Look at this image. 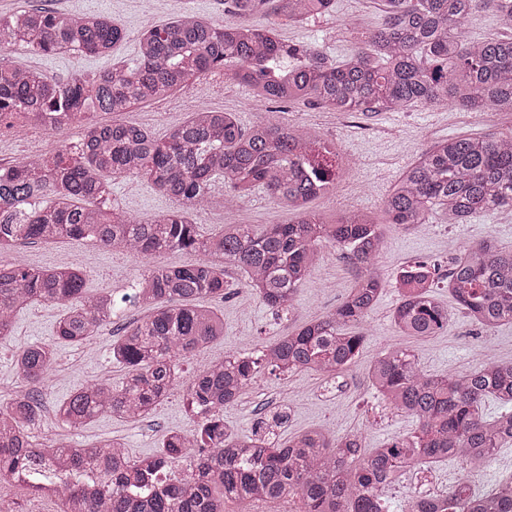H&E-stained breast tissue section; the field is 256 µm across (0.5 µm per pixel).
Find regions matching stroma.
I'll list each match as a JSON object with an SVG mask.
<instances>
[{
    "mask_svg": "<svg viewBox=\"0 0 512 512\" xmlns=\"http://www.w3.org/2000/svg\"><path fill=\"white\" fill-rule=\"evenodd\" d=\"M21 9L95 12L111 17L125 28L126 39L105 55L68 52L43 56L21 50L4 55L6 62L66 78L86 76L120 61L134 64L135 37L146 22L159 24L187 10L220 19L224 16V0H0V15ZM383 17L380 0H336L331 15L306 24L265 15L256 16L254 23L275 29L284 40L316 41L328 55L342 59L359 49L360 32L379 26ZM186 95L201 107L236 113L246 126L259 117L258 111L251 107L247 89L236 82H225L223 71L218 70L201 77L187 93H174L167 101L152 102L118 114L98 111L92 113L91 119L99 124L134 123L162 138L184 120L181 99ZM280 118L316 124L326 138L336 142L343 155L355 162L354 167L340 173L335 192L311 204L312 210L330 221L349 209L379 210L382 199L403 170L436 142L455 135L493 138L512 130V114L468 112L452 107L417 106L402 112H332L309 102H299L284 107ZM112 202L142 220L174 205L173 200L136 177L113 180ZM291 219L290 213L263 192L240 202L236 211L228 212L217 205L196 217L207 232L233 222L285 224ZM488 236L494 237L500 247L511 249L512 213H481L465 224H418L407 230L386 225L384 249L376 268L388 285L364 324L366 339L354 363L332 382L310 371L285 376L262 374L235 405L225 408V427L243 435L249 432L257 417L285 408L290 412L282 431L286 437L313 426H324L337 436L360 433L364 448L371 449L382 447L395 437L413 434L417 428L415 421L390 411L373 393L367 378L371 361L394 343L409 346L422 369L430 374H462L487 358L512 361V324L486 332L464 313L456 311V302L443 284L436 289L435 296L455 310L447 328L425 338L399 336L391 323L392 311L400 299L395 286L398 274L404 266L425 261L435 265L437 274L444 280L460 247ZM23 252L27 264L34 267L81 260L87 291L91 294L109 292L121 296L129 291L137 274V263L132 257L102 250L86 240L29 244ZM354 275L341 251L326 250L295 298L293 319L277 320L245 287L241 273L229 270V286L223 296L203 300L205 306L223 316L224 336L183 362L185 377H192L228 353L258 355L269 341L325 315L341 302ZM66 310V305L61 303L32 304L18 314L12 336L0 339V403L22 389L14 374V355L29 344L51 341L54 326ZM143 316L142 310L130 306L118 309L111 324L99 335L77 346L59 348L54 370L38 393L41 426L33 432L35 439L63 435L64 429L56 419V407L86 378L104 377L112 386L121 385L125 369L113 360L111 345L128 325ZM195 421L187 408L184 390L177 389L137 421L127 422L102 414L74 431L73 436L83 446L104 439L120 440L129 455L138 458L158 453L167 433L193 428Z\"/></svg>",
    "mask_w": 512,
    "mask_h": 512,
    "instance_id": "1",
    "label": "stroma"
}]
</instances>
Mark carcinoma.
<instances>
[{"mask_svg": "<svg viewBox=\"0 0 512 512\" xmlns=\"http://www.w3.org/2000/svg\"><path fill=\"white\" fill-rule=\"evenodd\" d=\"M335 0H224L232 23L193 13L136 36L138 62L114 64L90 77L61 80L0 63V118L11 127L36 123L47 113L79 129V141L60 139L54 154L24 157L0 174V255L26 243L90 240L139 261L132 293L121 301L147 312L112 343V359L126 366L118 387L106 380L80 385L58 408L57 419L77 430L107 413L135 420L171 391L185 389L198 421L191 433L169 432L163 449L135 460L121 443L102 440L77 448L68 439L37 441L34 397L57 360L58 342L76 345L112 323V293L89 295L78 263L32 268L0 260V338L12 335L16 315L36 302L67 306L55 341L18 352L16 376L28 387L0 405V483L57 501L58 512H229L231 504L275 505L296 497L301 512H388L380 484L450 457L465 467L492 465L512 444V361L462 375H430L414 352L390 346L369 365L372 388L396 412L418 423L369 453L356 434L340 438L322 427L285 443L280 430L289 414L256 419L244 435L227 431L224 409L267 370L286 375L312 370L334 381L362 345L357 331L386 281L373 260L383 248L382 225L465 224L486 211H512V131L496 139L451 137L409 165L383 199L380 213L349 210L327 223L309 204L333 192L343 159L336 143L317 131L263 117L243 127L231 112L194 109L163 139L133 123L97 125L88 110L120 113L187 87L218 67L247 84L253 101H307L335 112L403 111L415 105H450L470 112L512 113V0H383L381 25L367 32L365 47L336 61L318 46L279 40L252 23L258 14L300 22L332 13ZM490 12L499 28L470 41L462 26ZM126 38L112 19L37 9L0 16V49L43 55L108 53ZM142 178L178 206L147 221L109 206L112 178ZM263 189L294 215L288 224H226L206 234L189 213L207 209L223 192L231 206ZM335 247L360 269L339 305L302 324L249 358L224 359L183 378L180 364L224 336V320L198 304L224 295L230 268L280 318L294 309L323 250ZM192 250L190 265H155L163 252ZM409 291L392 312L403 336H434L450 311L436 299V270L416 264ZM457 308L486 331L512 323V249L491 238L467 245L448 273ZM499 401L494 417L485 400ZM186 462V472L172 466ZM448 512H512L503 488L482 495L456 482L445 495Z\"/></svg>", "mask_w": 512, "mask_h": 512, "instance_id": "1", "label": "carcinoma"}]
</instances>
